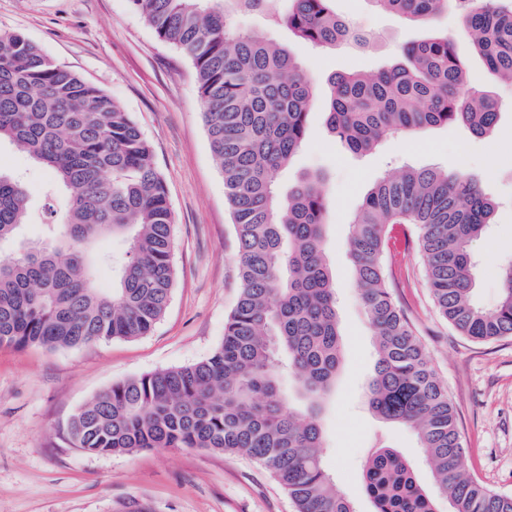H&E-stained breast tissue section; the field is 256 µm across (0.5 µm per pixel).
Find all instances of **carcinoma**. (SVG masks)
I'll return each instance as SVG.
<instances>
[{
	"label": "carcinoma",
	"instance_id": "1",
	"mask_svg": "<svg viewBox=\"0 0 512 512\" xmlns=\"http://www.w3.org/2000/svg\"><path fill=\"white\" fill-rule=\"evenodd\" d=\"M334 0H129L157 37L192 63L204 124L238 241L240 295L224 336L205 359L112 384L67 424L70 443L92 455L207 448L247 455L287 491L296 512H356L322 459L321 411L342 361L334 277L324 242V177L301 176L280 194L275 175L305 141L314 89L299 49L372 37L336 14ZM411 24L431 25L453 7L488 72L512 82V0H369ZM250 13L288 30L259 40L232 25ZM327 127L350 151L390 135L413 138L462 124L483 136L501 106L474 86L454 37L428 35L388 68L333 74ZM23 150L68 197L59 223L30 208L24 183L0 171V346L80 348L147 336L164 317L176 281L173 213L151 145L130 113L99 87L58 65L22 32L0 31V143ZM496 205L460 170L407 168L378 179L350 222L358 301L374 331L368 404L412 430L451 512H512V496L474 480L447 388L394 301L385 255L398 225H412L440 314L474 342L512 336V259L492 309L474 300L472 243ZM44 225L46 240L21 238ZM125 241L118 264L95 243ZM112 269V290L94 281ZM288 368L295 394L281 390ZM374 512H436L412 465L394 448L363 467Z\"/></svg>",
	"mask_w": 512,
	"mask_h": 512
}]
</instances>
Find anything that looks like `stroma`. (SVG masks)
Returning <instances> with one entry per match:
<instances>
[{"instance_id": "obj_1", "label": "stroma", "mask_w": 512, "mask_h": 512, "mask_svg": "<svg viewBox=\"0 0 512 512\" xmlns=\"http://www.w3.org/2000/svg\"><path fill=\"white\" fill-rule=\"evenodd\" d=\"M336 11L381 41L332 52L305 48L302 64L317 98L307 139L277 185L287 190L305 173L326 177L331 205L326 255L336 276L344 335L341 372L323 420L324 464L358 512H372L362 479L371 449L398 450L420 483L435 482L416 436L370 410L368 381L375 338L360 307L349 260V222L371 185L406 166L463 168L497 208L488 232L474 241L475 296L494 307L501 267L512 256V84L492 77L461 44L475 82L502 102L497 126L477 136L460 124L413 139L386 138L367 155L350 153L324 123L330 74L376 70L398 61L423 27L374 11L365 0H336ZM0 31H20L60 65L81 73L130 112L154 150L174 215L178 277L164 318L147 336L48 351L0 347V512H294L288 494L253 459L203 448L90 455L66 434L69 418L112 383L206 358L224 336L239 291L237 239L203 123L194 68L160 41L128 0H0ZM0 168L20 174L35 210L62 205L49 194L50 173L16 147L0 145ZM392 296L431 356L456 409L468 473L512 495V336L475 343L436 310L414 230L399 236L387 259Z\"/></svg>"}]
</instances>
